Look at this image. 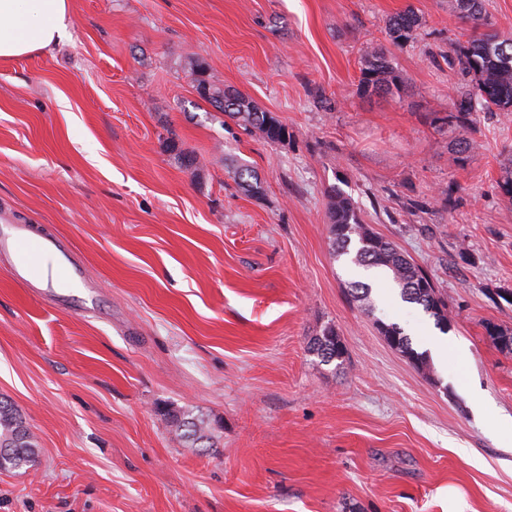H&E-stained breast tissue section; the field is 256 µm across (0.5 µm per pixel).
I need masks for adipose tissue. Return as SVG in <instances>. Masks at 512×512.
<instances>
[{"mask_svg": "<svg viewBox=\"0 0 512 512\" xmlns=\"http://www.w3.org/2000/svg\"><path fill=\"white\" fill-rule=\"evenodd\" d=\"M69 20L70 0H0V60L50 49Z\"/></svg>", "mask_w": 512, "mask_h": 512, "instance_id": "adipose-tissue-1", "label": "adipose tissue"}]
</instances>
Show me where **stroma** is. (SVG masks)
Masks as SVG:
<instances>
[{
	"instance_id": "stroma-1",
	"label": "stroma",
	"mask_w": 512,
	"mask_h": 512,
	"mask_svg": "<svg viewBox=\"0 0 512 512\" xmlns=\"http://www.w3.org/2000/svg\"><path fill=\"white\" fill-rule=\"evenodd\" d=\"M407 8L421 34L390 45ZM470 31L448 0H71L60 43L0 61V223L65 239L98 294L62 308L0 255V397L39 446L0 471V512H512V354L485 331L512 328V121L440 122L471 82ZM372 45L398 91L362 90ZM197 60L287 141L202 101ZM334 185L445 298L430 371L377 329L424 351L422 306L379 280L373 313L349 299ZM330 324L340 369L309 350ZM166 409L214 421V447H187ZM377 328L379 333L385 337L386 340L390 336L397 338V347L401 353L405 354L409 359L414 361L419 367L430 370V366L427 361V356L424 353L417 352L413 346L410 337L404 333L403 329L395 323H385L383 321L378 322Z\"/></svg>"
}]
</instances>
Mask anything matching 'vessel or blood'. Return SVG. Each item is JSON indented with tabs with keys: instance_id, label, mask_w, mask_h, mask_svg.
<instances>
[{
	"instance_id": "b4317fda",
	"label": "vessel or blood",
	"mask_w": 512,
	"mask_h": 512,
	"mask_svg": "<svg viewBox=\"0 0 512 512\" xmlns=\"http://www.w3.org/2000/svg\"><path fill=\"white\" fill-rule=\"evenodd\" d=\"M0 253L13 257L16 277L59 289L67 296L80 292L83 305H95L84 264L61 239L36 238L24 225L1 224Z\"/></svg>"
}]
</instances>
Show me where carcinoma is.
Instances as JSON below:
<instances>
[{
	"instance_id": "1",
	"label": "carcinoma",
	"mask_w": 512,
	"mask_h": 512,
	"mask_svg": "<svg viewBox=\"0 0 512 512\" xmlns=\"http://www.w3.org/2000/svg\"><path fill=\"white\" fill-rule=\"evenodd\" d=\"M448 10L474 20V27L490 28L493 23L483 13L481 0H448ZM421 20L407 10L391 16L386 23V34L392 43L402 45L420 36ZM455 52L462 70L472 77L473 86L463 90L452 103V108L438 118L450 129L465 127L474 121L478 112H499L504 118L512 115V39L496 32L486 31L457 42ZM199 97L215 110L238 122L244 129H254L269 143H282L288 139V128L274 116L258 107L240 92L224 90V84L206 75V68L196 61L191 67ZM360 84L367 93L389 94L399 89L400 79L392 59L382 47L365 51ZM239 179L244 191L258 195L262 185L249 169L241 170ZM330 199V240L334 252L351 256V261L367 269L384 274L400 289V296L415 303L432 316L436 325L448 330L451 317L448 304L432 277L413 263L392 242L377 235L359 217L352 199L340 187L328 191ZM348 294L361 310H374L371 286L363 282L350 283ZM379 333L397 338V350L423 369L429 368L427 356L417 352L410 337L396 323L377 321ZM486 332L500 350L512 353V330L495 324L486 326ZM311 352L320 362H345V345L332 325L310 343ZM166 421L175 435L189 448L214 447L211 422L189 412L170 411ZM0 470L33 468L38 459V444L26 425L25 419L13 404L0 397Z\"/></svg>"
}]
</instances>
